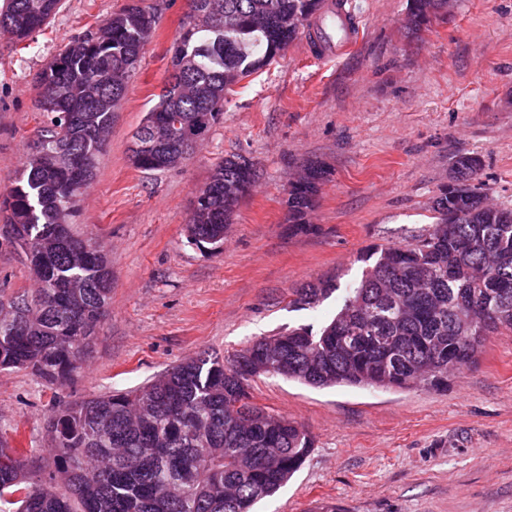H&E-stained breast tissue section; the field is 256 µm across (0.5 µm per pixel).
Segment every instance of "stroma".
<instances>
[{"label":"stroma","instance_id":"35a3bbf8","mask_svg":"<svg viewBox=\"0 0 512 512\" xmlns=\"http://www.w3.org/2000/svg\"><path fill=\"white\" fill-rule=\"evenodd\" d=\"M126 2L64 0L24 50L0 36V193L39 126L36 74ZM147 2L156 31L71 226L108 258L109 315L67 385L0 370V439L39 458L52 454L44 426L58 401L128 391L204 352L229 361L257 339L320 328L338 299L298 310L293 290L333 274L352 284L367 246L410 243L433 224L432 200L458 156H479L488 201L512 208V0H451L418 36L405 29L407 0H347L360 29L349 52L327 59L299 37L227 93L223 119L185 166L158 172L134 168L128 147L166 82L188 0ZM231 153L254 164L257 184L221 248L194 244L193 199ZM310 160L330 174L296 232L285 199ZM250 393L314 438L300 471L256 512H512V332L490 336L444 391L312 388L267 374Z\"/></svg>","mask_w":512,"mask_h":512}]
</instances>
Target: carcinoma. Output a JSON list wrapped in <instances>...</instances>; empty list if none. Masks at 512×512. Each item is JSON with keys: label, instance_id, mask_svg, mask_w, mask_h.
Listing matches in <instances>:
<instances>
[{"label": "carcinoma", "instance_id": "obj_1", "mask_svg": "<svg viewBox=\"0 0 512 512\" xmlns=\"http://www.w3.org/2000/svg\"><path fill=\"white\" fill-rule=\"evenodd\" d=\"M446 0H408L409 33L429 29ZM63 0H5L0 35L19 45L59 13ZM326 0H190L170 49V73L135 134L157 144L128 149L148 172L175 168L183 147L174 121L217 124L232 86L266 68L300 35L331 39ZM157 17L128 0L96 30L71 37L37 76L38 147L0 213L9 248L25 254L37 287L0 295V370L28 369L49 386L73 379L108 313L112 270L105 253L69 229L94 180L114 108L136 75ZM481 160L458 157L451 182L432 201L437 219L403 247L368 248L361 279L345 288L330 275L292 292L314 308L335 292L343 302L315 331L272 337L287 363L279 375L323 388L340 384L448 388L478 362L488 336L512 331V209L486 202L474 184ZM328 170L305 165L288 186V223L307 224ZM254 165L237 156L215 164L186 230L219 247L240 200L256 185ZM263 364L254 343L231 362L204 353L126 392L59 405L45 433L54 455L0 446V512H252L297 472L314 446L297 422L252 402L249 380Z\"/></svg>", "mask_w": 512, "mask_h": 512}]
</instances>
